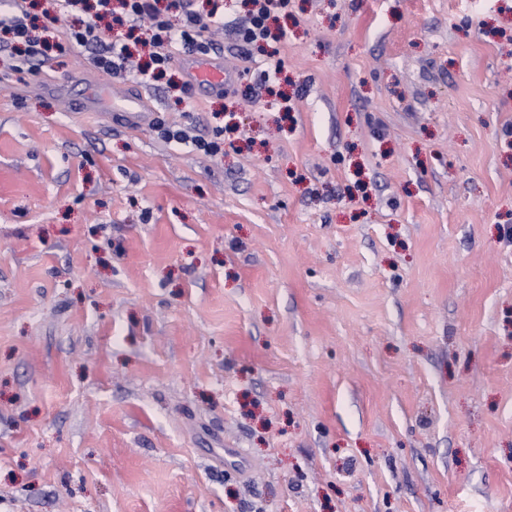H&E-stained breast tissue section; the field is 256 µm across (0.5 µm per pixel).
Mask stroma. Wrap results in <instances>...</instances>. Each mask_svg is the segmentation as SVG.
<instances>
[{"mask_svg":"<svg viewBox=\"0 0 512 512\" xmlns=\"http://www.w3.org/2000/svg\"><path fill=\"white\" fill-rule=\"evenodd\" d=\"M249 2L141 123L0 58V512H512V0ZM255 9L251 12V21L247 28L241 32V39L245 44L268 41L279 42L281 33L272 35L267 25L268 20L277 12L285 10L288 0H250ZM237 74L234 70L224 68L221 61L210 58H197L192 60L190 66L191 83L189 88L195 91L197 88H206L213 93H224Z\"/></svg>","mask_w":512,"mask_h":512,"instance_id":"35a3bbf8","label":"stroma"}]
</instances>
